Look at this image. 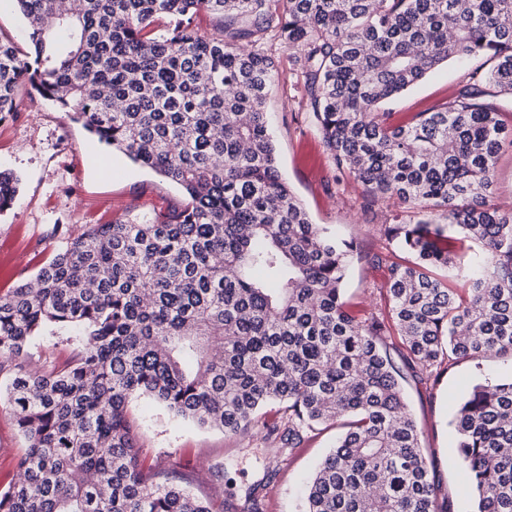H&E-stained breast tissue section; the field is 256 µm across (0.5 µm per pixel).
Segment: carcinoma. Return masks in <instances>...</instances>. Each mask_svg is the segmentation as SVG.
Returning a JSON list of instances; mask_svg holds the SVG:
<instances>
[{
    "instance_id": "obj_1",
    "label": "carcinoma",
    "mask_w": 512,
    "mask_h": 512,
    "mask_svg": "<svg viewBox=\"0 0 512 512\" xmlns=\"http://www.w3.org/2000/svg\"><path fill=\"white\" fill-rule=\"evenodd\" d=\"M30 29L0 36V115L28 86L179 185L178 207L91 224L0 295V377L26 441L0 512H213L177 477L145 470L129 404L141 395L199 426L343 428L304 512L438 509L421 435L387 349L428 373L512 357V210L492 203L512 95V0H12ZM222 18L200 34L201 12ZM289 51L288 71L269 51ZM485 56L442 102L396 123L379 108L450 60ZM291 78L341 173L400 205L376 254L390 309L357 319L343 285L356 247L312 223L279 170L265 104ZM19 178L0 171V212ZM475 243L467 292L457 244ZM78 331L67 357L27 370L30 339ZM278 405L284 426L262 421ZM453 463L476 512H512V380L459 404Z\"/></svg>"
}]
</instances>
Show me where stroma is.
Instances as JSON below:
<instances>
[{
	"label": "stroma",
	"instance_id": "35a3bbf8",
	"mask_svg": "<svg viewBox=\"0 0 512 512\" xmlns=\"http://www.w3.org/2000/svg\"><path fill=\"white\" fill-rule=\"evenodd\" d=\"M464 73L442 66L389 104L394 120L438 103ZM17 112L0 119V170L22 180L13 206L0 213V293L32 281L69 235L89 224H108L126 209H164L183 202L176 186L132 163L121 152L94 142L81 124L50 102L20 93ZM271 115L277 161L313 223L331 226L355 243L360 254L345 284L344 307L364 318L388 312L384 270L368 255L385 246L383 226L390 211L378 204L364 209L363 185L340 180L310 112L291 93L275 86L266 104ZM403 386L422 435L424 453L440 503L450 512H474L475 494L463 470L451 462L456 435L451 419L458 402L477 384L512 378V359L488 355L459 359L433 374L403 367ZM145 467L175 464L184 485L214 500V512H242L256 494L265 512H299L304 488L340 432L331 426L305 437L295 448L266 438L262 428L245 433L201 427L175 417L147 398L129 405ZM25 442L5 397H0V486L18 472ZM274 457L263 468L258 455Z\"/></svg>",
	"mask_w": 512,
	"mask_h": 512
}]
</instances>
